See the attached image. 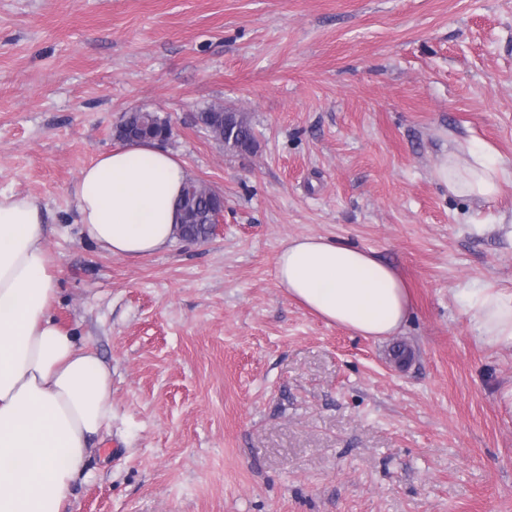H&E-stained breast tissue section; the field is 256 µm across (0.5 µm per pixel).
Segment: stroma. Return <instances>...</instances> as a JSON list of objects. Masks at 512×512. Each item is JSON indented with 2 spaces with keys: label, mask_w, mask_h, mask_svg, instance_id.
I'll list each match as a JSON object with an SVG mask.
<instances>
[{
  "label": "stroma",
  "mask_w": 512,
  "mask_h": 512,
  "mask_svg": "<svg viewBox=\"0 0 512 512\" xmlns=\"http://www.w3.org/2000/svg\"><path fill=\"white\" fill-rule=\"evenodd\" d=\"M248 116L254 152L195 126ZM224 197L217 233L97 249L70 189L125 112ZM482 142L512 168V0H0V189L54 219L55 316L112 370V424L66 512H512V348L471 286L512 293V182L434 176ZM370 250L403 330L327 324L275 276L289 238ZM124 122L134 126H150L157 132L171 130L170 122L167 117H162L157 112L135 110L128 112L124 116Z\"/></svg>",
  "instance_id": "stroma-1"
}]
</instances>
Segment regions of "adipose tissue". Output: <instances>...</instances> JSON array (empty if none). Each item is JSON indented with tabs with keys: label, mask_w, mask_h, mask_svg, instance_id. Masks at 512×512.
I'll return each mask as SVG.
<instances>
[{
	"label": "adipose tissue",
	"mask_w": 512,
	"mask_h": 512,
	"mask_svg": "<svg viewBox=\"0 0 512 512\" xmlns=\"http://www.w3.org/2000/svg\"><path fill=\"white\" fill-rule=\"evenodd\" d=\"M435 177L450 193L489 200L512 170L473 142L444 154ZM187 178L184 161L150 141L102 153L72 186L83 233L115 256L165 251ZM48 233L37 198L0 190V512H63L112 422L111 370L53 313ZM276 277L289 298L355 334L394 336L405 324L402 281L364 248L291 238L276 256ZM471 316L484 345L512 347V294L481 289Z\"/></svg>",
	"instance_id": "adipose-tissue-1"
}]
</instances>
